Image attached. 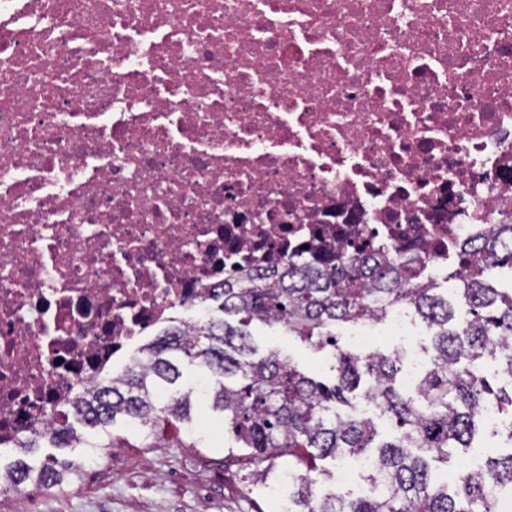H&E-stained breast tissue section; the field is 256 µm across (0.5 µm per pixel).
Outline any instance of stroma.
<instances>
[{
	"mask_svg": "<svg viewBox=\"0 0 512 512\" xmlns=\"http://www.w3.org/2000/svg\"><path fill=\"white\" fill-rule=\"evenodd\" d=\"M250 331L259 353L279 350L318 379L333 381L332 349H315L278 325L257 323ZM197 411L198 448H152L137 429L120 423L114 431L127 437L126 447L95 459L80 448L35 449L27 457L31 467L53 455L79 465V474L50 488L28 484L18 493H0V512H273L269 489L239 482L222 417L204 398Z\"/></svg>",
	"mask_w": 512,
	"mask_h": 512,
	"instance_id": "obj_1",
	"label": "stroma"
}]
</instances>
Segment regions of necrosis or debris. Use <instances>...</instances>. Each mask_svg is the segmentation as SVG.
<instances>
[{"mask_svg": "<svg viewBox=\"0 0 512 512\" xmlns=\"http://www.w3.org/2000/svg\"><path fill=\"white\" fill-rule=\"evenodd\" d=\"M510 213L512 0H0V452L231 268Z\"/></svg>", "mask_w": 512, "mask_h": 512, "instance_id": "necrosis-or-debris-1", "label": "necrosis or debris"}]
</instances>
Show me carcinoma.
Returning <instances> with one entry per match:
<instances>
[{
	"label": "carcinoma",
	"instance_id": "obj_1",
	"mask_svg": "<svg viewBox=\"0 0 512 512\" xmlns=\"http://www.w3.org/2000/svg\"><path fill=\"white\" fill-rule=\"evenodd\" d=\"M460 264L444 277L457 282L467 304L466 319L426 284L427 266L419 258L392 260L338 253L317 264L294 265L284 273H247L224 281L212 293L209 319L191 331L173 328L145 347L146 361L123 372L95 377L70 404L53 408L34 423L26 443L40 447L86 448L92 457L116 447L112 427L122 420L146 430L150 447L182 444L193 433V390L178 389L183 366L209 372L205 395L224 417V431L256 468L241 481L268 486L280 512H494L490 489L512 487V453L489 457L476 469L448 483L433 477L431 462L448 463L455 448H467L482 421L480 409L493 400L512 411V385L493 389L478 365L500 355L512 374V288L490 284L493 273L512 269V219L494 225L477 241L460 245ZM404 306L433 330L432 366L411 393L397 385L399 358L382 353L359 357L341 350L336 331L362 317L379 322ZM279 324L301 341L335 350L336 379L319 382L278 351L256 357L249 327ZM394 426L388 442H377L370 418L344 414L361 379ZM345 453L374 460L370 494L315 490L316 461ZM288 458V470L277 461ZM76 474L73 463L50 457L40 469L20 460L18 482L45 486Z\"/></svg>",
	"mask_w": 512,
	"mask_h": 512
}]
</instances>
